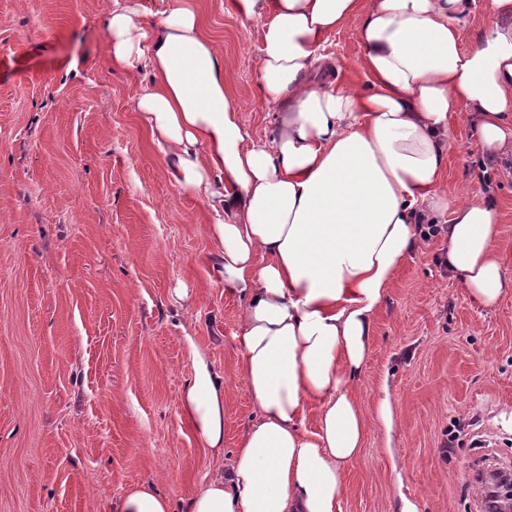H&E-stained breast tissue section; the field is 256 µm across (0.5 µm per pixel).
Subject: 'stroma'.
<instances>
[{
  "label": "stroma",
  "instance_id": "stroma-1",
  "mask_svg": "<svg viewBox=\"0 0 512 512\" xmlns=\"http://www.w3.org/2000/svg\"><path fill=\"white\" fill-rule=\"evenodd\" d=\"M224 55L253 137L261 21L231 0H187ZM105 0H0V512H108L153 483L187 502L222 472L256 415L238 376L243 299L225 290L206 204L179 191L134 104L146 69L111 68ZM361 15L326 37L339 80L363 82ZM496 201L512 274V176L486 160L472 122L448 125L441 190ZM412 254L374 317L357 399L382 389L392 439L369 434L342 512H479L471 471L512 467V295L486 308L437 261ZM224 378V454L181 411L190 347ZM393 453H386L385 444Z\"/></svg>",
  "mask_w": 512,
  "mask_h": 512
}]
</instances>
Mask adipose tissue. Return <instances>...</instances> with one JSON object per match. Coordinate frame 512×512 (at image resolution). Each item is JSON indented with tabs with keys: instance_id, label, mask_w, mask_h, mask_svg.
Returning a JSON list of instances; mask_svg holds the SVG:
<instances>
[{
	"instance_id": "1",
	"label": "adipose tissue",
	"mask_w": 512,
	"mask_h": 512,
	"mask_svg": "<svg viewBox=\"0 0 512 512\" xmlns=\"http://www.w3.org/2000/svg\"><path fill=\"white\" fill-rule=\"evenodd\" d=\"M232 4L262 22L257 93L277 109L262 139L232 101L224 56L194 10L180 0L150 9L108 0L102 15L110 66L149 69L135 107L177 188L208 206L224 285L245 301L239 377L258 414L223 475L180 512H340L367 436L395 427L389 393L369 418L356 389L374 315L421 247V225L449 215L440 259L478 304L512 293L497 206L439 191L450 116L473 119L485 152L512 157V0H487L494 23L467 49L462 32L477 0ZM355 14L365 82L325 83V38ZM192 360L182 412L217 456L229 393L200 352ZM109 512L179 511L145 483Z\"/></svg>"
}]
</instances>
